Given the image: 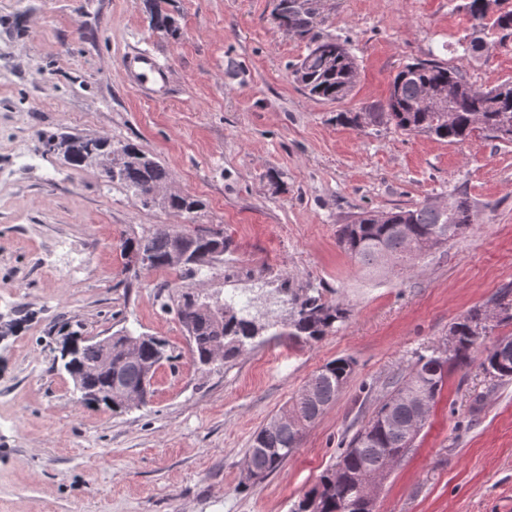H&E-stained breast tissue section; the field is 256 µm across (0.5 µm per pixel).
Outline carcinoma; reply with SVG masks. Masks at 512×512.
Listing matches in <instances>:
<instances>
[{
    "mask_svg": "<svg viewBox=\"0 0 512 512\" xmlns=\"http://www.w3.org/2000/svg\"><path fill=\"white\" fill-rule=\"evenodd\" d=\"M314 2L303 0V3L282 11L276 6L273 16L285 30L310 40L308 54L292 71L295 81L314 99L339 102L349 94L356 82L357 63L344 44L322 39L313 33L316 18ZM478 2L480 0H469L468 13L472 26L479 27L489 41L478 37L459 44L465 56H474L485 47L506 48L512 45V11L500 12L495 18L487 20L479 14ZM151 20L158 31L171 37L178 36L174 21L160 9L153 10ZM448 80L459 83L461 89L446 107L436 112L416 108L418 95L423 88ZM476 115L484 119L485 136L498 139V129L512 127V95L500 98L495 95V89H483L468 82L457 68L427 59L406 64L394 76L386 111L364 112L352 117L341 113L339 117L351 123L361 119L371 126L389 123L407 133H423L449 142H464L473 135L471 118ZM36 136L43 152L60 154L72 166L88 165L87 158L92 154L100 157L98 170L104 185H119L137 199L151 188H164L170 183L171 176L165 166L132 144H124L132 156L113 164L103 154L102 145L93 138L45 135L41 132ZM160 207L189 217L200 210L201 203L189 195L174 193L164 199ZM375 215L374 211H363L353 222L342 225L337 233V244L352 259L370 269L376 268L379 251L389 253L392 274L411 268L410 239L421 241L432 250L447 245L476 224L474 204L463 193L448 196L444 209H438L426 200L413 209L387 212L389 219L383 224L375 221ZM399 224L407 226V235L400 234L397 228ZM218 244H224V238L215 237L214 230L208 227L190 232L174 225H163L146 236L125 242L123 251L127 254L135 247H142L151 258L150 269L175 270L186 278H194L202 274L203 266L188 268L176 261L178 254L190 247L192 252L205 255ZM165 288L167 291L161 290L157 294L160 307L174 311L183 329L193 327L196 339L191 354L201 366L205 365L204 354L212 341L218 340L223 344L224 359L229 360L262 332L277 326L275 322L240 316L229 305L224 306L227 313L219 324L206 305L190 300L191 292L180 289L176 283L167 284ZM482 314L483 307H475L451 325V330L466 347L448 358L439 359L435 357L437 347L434 346L430 353L418 355L404 374L388 383L386 391L376 399L370 416L341 448L336 463L320 476L319 483L331 482L333 488L330 494L318 500L312 512H345V504L356 501L358 497L357 487L350 480L351 474L368 464L384 466L388 454L401 459L409 453L405 437L409 423L417 412V398L426 395L437 399L450 368L468 364L472 350L479 345V340L471 339V328ZM344 318L342 306L328 304L318 294H307L294 312L285 334L318 341L336 331L337 324L343 322ZM121 341L119 337L112 342L110 368L102 366L107 359L102 346L90 341L78 344L75 354L69 358V363L63 364V368H73L87 384L95 388L97 397L93 402L106 406L109 405V372L117 369L126 386L143 390L142 405L145 406L152 395L151 385L143 384L145 368L171 363L176 355L165 340L151 336L142 349L141 360L127 363L121 358ZM480 367L493 378L511 380L512 352L500 355L493 348H487L480 359ZM353 372L354 361L350 358L341 357L327 362L313 375L312 385L303 387L293 398L288 410L300 415L305 422H316L336 400ZM302 437V432L292 425L277 428L268 424L262 426L254 434L251 447L246 452L244 463L250 474L242 475L241 485L246 487L254 483V475L262 481L280 470L300 448Z\"/></svg>",
    "mask_w": 512,
    "mask_h": 512,
    "instance_id": "1",
    "label": "carcinoma"
}]
</instances>
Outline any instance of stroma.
<instances>
[{"label":"stroma","mask_w":512,"mask_h":512,"mask_svg":"<svg viewBox=\"0 0 512 512\" xmlns=\"http://www.w3.org/2000/svg\"><path fill=\"white\" fill-rule=\"evenodd\" d=\"M466 0H318L316 30L358 64L343 101L291 76L305 39L275 0H0V512H290L372 411L386 382L451 324L512 284V144L449 143L341 112H379L401 67L436 58L475 86L512 82V49L475 61ZM157 4L179 30L150 24ZM165 85L140 83L132 51ZM132 143L203 203L194 220L146 208L96 168L43 153L34 131ZM26 152L28 165L16 157ZM464 193L476 224L398 276L372 274L337 245L360 212ZM221 227L228 246L199 280L128 271L125 239L161 225ZM185 287L287 322L307 289L342 304L317 341L262 333L203 370L157 285ZM167 340L152 403L122 414L81 401L53 369L68 336L122 330ZM352 357L335 404L283 467L240 485L254 433L326 362ZM377 512H512V380L454 368Z\"/></svg>","instance_id":"stroma-1"}]
</instances>
